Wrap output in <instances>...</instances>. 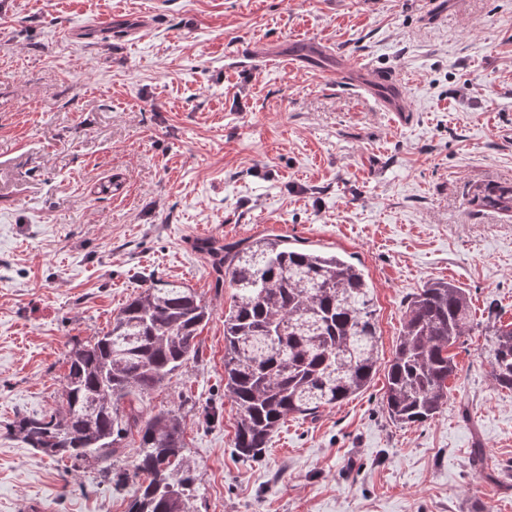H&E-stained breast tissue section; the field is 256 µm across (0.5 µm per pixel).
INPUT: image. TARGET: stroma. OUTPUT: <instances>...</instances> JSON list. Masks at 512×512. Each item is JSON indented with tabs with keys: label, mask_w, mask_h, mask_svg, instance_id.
<instances>
[{
	"label": "stroma",
	"mask_w": 512,
	"mask_h": 512,
	"mask_svg": "<svg viewBox=\"0 0 512 512\" xmlns=\"http://www.w3.org/2000/svg\"><path fill=\"white\" fill-rule=\"evenodd\" d=\"M306 42L326 62L287 66ZM340 58L401 77L408 124L328 81ZM116 176L123 194H97ZM500 183L512 0H0V512H127L132 488L8 427L60 409L67 350L151 277L212 310L197 358L147 401L184 416L197 512H512V391L481 356L486 325L512 322V216L471 202ZM275 236L363 269L379 360L254 462L224 390L233 291L197 242ZM439 279L469 291L473 329L439 412L400 425L387 366L408 300Z\"/></svg>",
	"instance_id": "obj_1"
}]
</instances>
